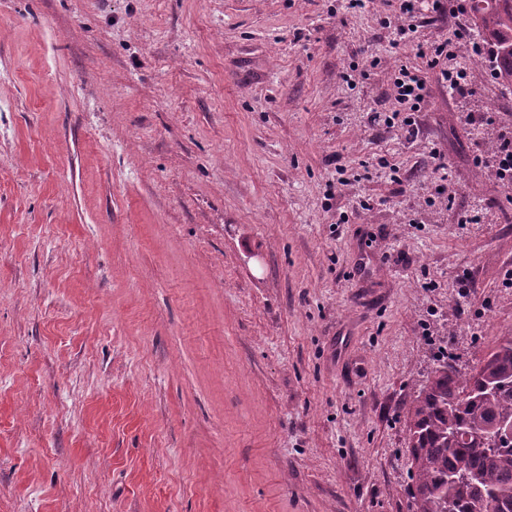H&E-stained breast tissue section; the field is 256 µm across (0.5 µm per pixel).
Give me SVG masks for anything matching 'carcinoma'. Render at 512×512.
<instances>
[{"label":"carcinoma","instance_id":"obj_1","mask_svg":"<svg viewBox=\"0 0 512 512\" xmlns=\"http://www.w3.org/2000/svg\"><path fill=\"white\" fill-rule=\"evenodd\" d=\"M475 33L497 54L499 79L512 87V0H472ZM512 420V336L469 375L446 361L417 390L407 412L414 512H512V441L498 438ZM475 472L478 484L460 480Z\"/></svg>","mask_w":512,"mask_h":512}]
</instances>
